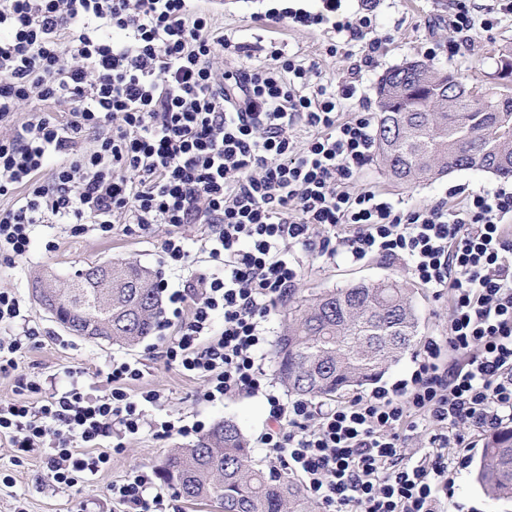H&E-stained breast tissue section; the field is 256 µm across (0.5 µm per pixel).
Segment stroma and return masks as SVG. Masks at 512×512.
Masks as SVG:
<instances>
[{
  "label": "stroma",
  "instance_id": "1",
  "mask_svg": "<svg viewBox=\"0 0 512 512\" xmlns=\"http://www.w3.org/2000/svg\"><path fill=\"white\" fill-rule=\"evenodd\" d=\"M208 9L212 27L218 34L229 36L233 42L253 43L255 37L264 35V21L255 17L262 11L261 0H210ZM378 29L390 34L392 40L380 67L364 74L362 88L368 96H375L376 87L385 70L408 61H424L425 48L433 43L444 45L445 51L430 63L440 71L457 75L463 82L484 90H497L495 79L497 51L501 46L512 45V20L503 21L493 36L477 35L470 41L448 48V0H383L379 8ZM277 38L285 53L299 55L306 60L319 61L325 80L336 83L347 74L349 62L341 57L326 56L324 32L279 29ZM367 187L392 193L413 206H422L435 198L448 196L450 187L460 185L466 190H489L499 185V178L489 173L456 171L431 179L416 186H406L390 179L378 164L367 167L362 177ZM203 225H186L182 233L190 252L188 264L181 269L165 267L160 259V245L166 227H157L154 234L139 237L117 233L102 239L89 233L75 237L68 225L56 218H46L34 225L29 254L13 258L0 254V288H11L29 302L28 315L31 326L41 333L40 343L18 362L15 373L0 376V398L15 397L18 376L55 377L57 387H65L69 379L66 368H80L85 372L83 382L87 389H95L105 381V372L112 359L134 358L145 366L144 377L133 384V391L158 390L161 405L147 407L152 418L182 417L187 421L201 420L206 425L233 419L241 428L253 450L255 459L262 466H269L266 449L260 448L258 439L265 428L267 404L262 395L239 393L225 398L221 403H208L201 399L202 384L164 365L159 350L161 338L151 335L135 347L118 343L90 342L66 334L39 305L33 303L32 286L45 271H52L67 279L77 269L91 263L107 260H125L149 268L157 279L166 280L170 287L181 285L192 273L210 269L211 263L202 251ZM54 242V250H47V242ZM391 278L408 288L419 307L423 322L422 336L442 332L448 322L450 302L436 299L431 289L415 283L404 271L373 260L365 264L346 261L334 265L319 261L310 263L297 283L303 292L343 288L360 281ZM178 438H161L145 432L126 442L123 454L114 456L110 467L93 481L66 492L46 490L45 473L38 459L28 458L15 462V450L9 439L0 438V475L8 476V483L0 482V512H75L78 502H98L100 512H113L112 501L107 496L108 486L120 480L135 465L155 466L168 452L181 446ZM456 501L463 512H512V500L490 502L475 482L472 472L460 476L456 487Z\"/></svg>",
  "mask_w": 512,
  "mask_h": 512
}]
</instances>
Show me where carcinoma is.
Masks as SVG:
<instances>
[{
    "mask_svg": "<svg viewBox=\"0 0 512 512\" xmlns=\"http://www.w3.org/2000/svg\"><path fill=\"white\" fill-rule=\"evenodd\" d=\"M512 46L498 50L502 90L469 87L448 72L418 63L388 70L377 86V159L395 181L412 185L460 170L512 179ZM72 281L85 299L71 319L112 327V340L134 347L155 329L161 295L139 264L112 263V295L79 271ZM421 315L396 280L359 282L288 298L272 352L276 375L298 397H334L375 383L413 349ZM158 477L190 502L219 512H314L299 481L256 464L238 425L226 419L198 441L155 465ZM476 481L492 500L512 499V430L488 437Z\"/></svg>",
    "mask_w": 512,
    "mask_h": 512,
    "instance_id": "obj_1",
    "label": "carcinoma"
}]
</instances>
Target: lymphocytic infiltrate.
I'll return each mask as SVG.
<instances>
[{
    "label": "lymphocytic infiltrate",
    "instance_id": "1",
    "mask_svg": "<svg viewBox=\"0 0 512 512\" xmlns=\"http://www.w3.org/2000/svg\"><path fill=\"white\" fill-rule=\"evenodd\" d=\"M267 9L261 20L326 33L325 55L349 59L325 82L318 61L285 55L277 39L216 38L202 0H0V126L22 105L51 101L65 119L36 113L0 135V252L23 257L30 227L55 216L73 236L151 234L163 266L187 265L183 226L205 227L217 269L172 288L160 329L168 367L200 380L216 403L245 392L268 410L260 444L271 469L297 477L318 512H454L456 480L485 435L512 428V188L441 197L419 206L360 186L377 154L374 114L361 91L379 67L381 0ZM452 37L496 29L512 0H448ZM259 52L245 70L218 67V47ZM95 132L92 149L81 138ZM303 139H296V132ZM54 167H47L48 158ZM380 260L449 298L442 334L427 337L393 384L325 402L277 391L264 369V324L307 261ZM25 301L0 289V374L37 343ZM222 316V329L213 326ZM65 390L18 377L0 401V435L19 459H40L55 490L92 481L144 431L188 438L205 424L150 421L155 390L131 392L139 360H113L107 392L71 370ZM110 450H100L104 439ZM121 512H181L154 469L130 468L108 487Z\"/></svg>",
    "mask_w": 512,
    "mask_h": 512
}]
</instances>
